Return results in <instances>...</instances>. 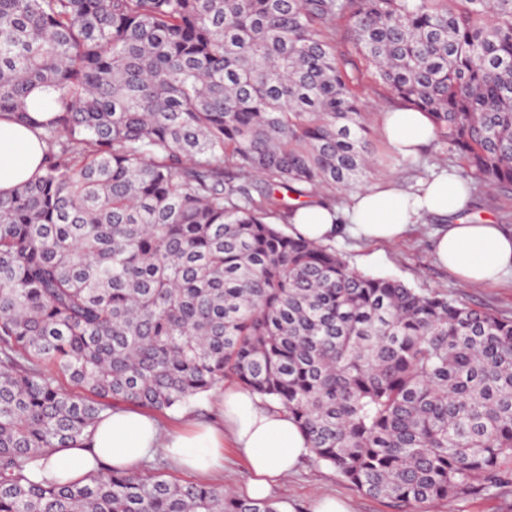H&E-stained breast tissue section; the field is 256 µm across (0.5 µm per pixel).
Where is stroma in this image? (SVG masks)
<instances>
[{
    "mask_svg": "<svg viewBox=\"0 0 512 512\" xmlns=\"http://www.w3.org/2000/svg\"><path fill=\"white\" fill-rule=\"evenodd\" d=\"M336 49L354 80L355 90L368 102V124L383 164L384 176L394 178L408 191L444 172L458 173L455 162L441 145L433 143L417 155L403 156L389 149L382 137L381 112L399 108L400 103L382 86L376 85L365 60L355 52L344 27L336 29ZM468 218L492 217L496 223L512 227V192L488 189L479 180L469 182ZM442 217L424 215L408 235L396 242L367 244L341 234L334 247L346 255L357 270L396 277L410 287L438 289L460 303L512 317V277L483 288L471 286L439 266L432 253L434 235ZM323 496L344 501L350 512H393L389 504L370 498L340 477L334 469L306 457L299 471L286 484L273 488L270 498L280 512H309L312 503ZM425 512H512V486L489 496L443 501L426 506Z\"/></svg>",
    "mask_w": 512,
    "mask_h": 512,
    "instance_id": "stroma-1",
    "label": "stroma"
}]
</instances>
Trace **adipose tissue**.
I'll list each match as a JSON object with an SVG mask.
<instances>
[{"mask_svg": "<svg viewBox=\"0 0 512 512\" xmlns=\"http://www.w3.org/2000/svg\"><path fill=\"white\" fill-rule=\"evenodd\" d=\"M381 130L387 143L409 155L433 136L423 112L401 108L383 113ZM43 158V146L28 124L0 119V194H9L32 179ZM466 207L458 178L443 174L405 192L394 179L381 180L350 196L344 210L314 203L296 210L292 233L325 244L343 231L370 243L402 239L422 214L447 217L434 243L437 261L474 286L499 283L512 274V229L491 221L458 222ZM221 425L198 423L188 428L168 425L149 411L117 406L99 421L80 448L54 449L47 461L32 465L28 476L38 482L83 478L102 467L138 470L157 453H165L180 469L210 475L224 469V446L232 444L245 459L251 479L244 496L262 499L272 486L285 484L310 445L287 411L264 407L259 397L239 386L219 389Z\"/></svg>", "mask_w": 512, "mask_h": 512, "instance_id": "1", "label": "adipose tissue"}]
</instances>
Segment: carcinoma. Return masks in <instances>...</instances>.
I'll return each instance as SVG.
<instances>
[{"label": "carcinoma", "instance_id": "obj_1", "mask_svg": "<svg viewBox=\"0 0 512 512\" xmlns=\"http://www.w3.org/2000/svg\"><path fill=\"white\" fill-rule=\"evenodd\" d=\"M338 22L462 179L512 190V0H0V118L35 93L54 113L41 174L0 194V512H278L159 473L26 475L120 404L226 378L399 512L512 485V318L277 226V193L376 171Z\"/></svg>", "mask_w": 512, "mask_h": 512}]
</instances>
